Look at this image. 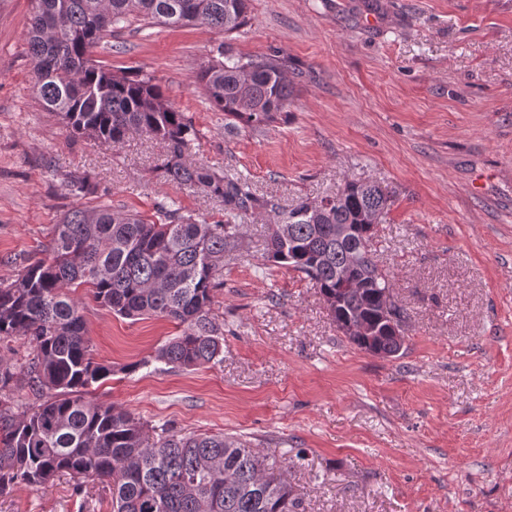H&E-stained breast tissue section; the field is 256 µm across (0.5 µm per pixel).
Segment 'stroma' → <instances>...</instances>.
<instances>
[{"mask_svg":"<svg viewBox=\"0 0 512 512\" xmlns=\"http://www.w3.org/2000/svg\"><path fill=\"white\" fill-rule=\"evenodd\" d=\"M31 0H0V281L37 259L55 224L101 204L154 219L171 198L214 223L220 202L166 179L161 141L72 135L32 91ZM249 23L136 21L97 47L113 72L155 77L194 131L187 157L287 208L373 180L389 198L374 247L407 313L399 356L358 349L305 275L265 259L267 213L240 215L212 312L223 360L150 358L175 323L74 297L93 359L89 397L149 424L288 452L306 512H512V0H249ZM290 61L286 112L226 126L197 82L218 47ZM73 175L90 191L72 196ZM0 512H112L94 476L17 485Z\"/></svg>","mask_w":512,"mask_h":512,"instance_id":"obj_1","label":"stroma"}]
</instances>
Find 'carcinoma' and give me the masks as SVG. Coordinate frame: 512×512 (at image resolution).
I'll list each match as a JSON object with an SVG mask.
<instances>
[{"label":"carcinoma","instance_id":"1","mask_svg":"<svg viewBox=\"0 0 512 512\" xmlns=\"http://www.w3.org/2000/svg\"><path fill=\"white\" fill-rule=\"evenodd\" d=\"M27 49L34 91L43 107L71 130L114 147L133 133L166 143L165 176L198 187L224 207L213 224L184 212L175 200L145 220L110 205L77 207L59 224L46 257L0 282V345L16 355L0 360V494L25 484L40 487L64 474L110 481L112 512H305L303 500L275 475L250 442L224 433L182 435L149 426L132 414L87 398L88 387L115 374L91 357L84 321L71 289L86 286L113 313L151 316L181 332L154 360L190 369L220 361L223 333L211 314L224 254L238 247L240 225L251 210L272 213L266 258L302 273L318 288L338 329L368 350L347 326L373 319L383 291L393 288L379 268L369 217L387 208L374 181L355 182L334 197L308 198L283 210L256 195L248 181L188 163L191 125L151 76L118 75L91 58L132 16L177 28L200 23L231 33L248 23V0H31ZM220 59L198 75L208 100L228 120L266 125L288 105V57L275 52ZM355 224L351 243L336 239V225ZM347 272L346 283L337 273ZM22 340L20 348L12 343ZM375 347L396 357L392 333ZM23 383L35 399L18 412L10 392Z\"/></svg>","mask_w":512,"mask_h":512}]
</instances>
